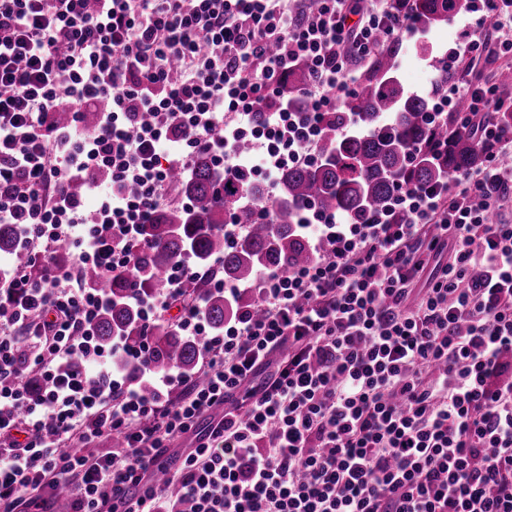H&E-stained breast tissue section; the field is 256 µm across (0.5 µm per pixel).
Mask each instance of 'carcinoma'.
<instances>
[{"label": "carcinoma", "instance_id": "1", "mask_svg": "<svg viewBox=\"0 0 512 512\" xmlns=\"http://www.w3.org/2000/svg\"><path fill=\"white\" fill-rule=\"evenodd\" d=\"M414 11L430 27L448 23L452 16L468 8V0H412ZM306 68L299 64L288 73L282 88L285 98L296 97L304 82ZM499 96L506 106L493 121L512 124V69L497 74ZM347 108L359 116L360 129H341L344 114L336 113L327 126L325 152L314 167L288 166L281 170L272 187L246 179H224L212 158L200 153L191 170L181 174L176 184L188 200L184 208H158L151 223L142 227L151 248L139 259L137 278L94 269L84 270L86 285L102 288L109 297L92 326L98 342L109 347L112 339L123 337L136 342L141 332V316L133 293L147 298L166 292L167 272L180 258L206 269L219 259L224 282L248 284L263 269L286 271L304 264L311 257L307 237L296 230L297 211L305 204L320 210L341 212L356 217L386 203L394 181L406 178L419 185L432 184L442 177V168L427 152L414 154L415 147L433 136L448 138V173L480 170L486 157L474 140L455 132L454 118L435 131L423 116L430 111V100L405 92L396 75L393 53L376 57L364 71L354 98ZM245 197L268 200L275 211L276 224H255L250 209L241 205ZM236 213L241 224L249 226L246 235L229 243L224 239L226 214ZM0 251L16 263L25 256L16 249V234L11 224H0ZM185 295L202 298L210 328L224 331V324L241 310L258 311L257 300L246 293L229 300L215 290L204 292L193 279L183 285ZM152 368L162 371L176 367L189 373L199 359V342L184 337L168 324H157L153 331Z\"/></svg>", "mask_w": 512, "mask_h": 512}]
</instances>
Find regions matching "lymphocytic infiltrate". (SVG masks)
<instances>
[{
  "label": "lymphocytic infiltrate",
  "instance_id": "1",
  "mask_svg": "<svg viewBox=\"0 0 512 512\" xmlns=\"http://www.w3.org/2000/svg\"><path fill=\"white\" fill-rule=\"evenodd\" d=\"M387 2L0 0V223L26 257L0 270V512L61 485L75 512H512V224L491 219L512 197V125L481 122L499 99L473 78L512 49V0H482L487 21L462 27L424 90L431 124L455 120L486 173L397 181L360 219L301 207L311 258L261 274L260 315L215 334L199 304L179 309L177 329L200 342L198 377L148 357L160 312L204 271L178 260L167 292L144 304L139 342L109 349L91 332L102 292L73 287L74 268L46 257L64 241L78 264L134 276L143 224L196 154L225 178L268 182L320 162L361 66L428 41L420 17ZM301 62L291 104L279 86ZM94 194L99 208L86 209ZM116 351L152 394L112 367ZM216 409L222 419L168 471L172 503L152 477ZM105 436L122 452L86 453Z\"/></svg>",
  "mask_w": 512,
  "mask_h": 512
}]
</instances>
